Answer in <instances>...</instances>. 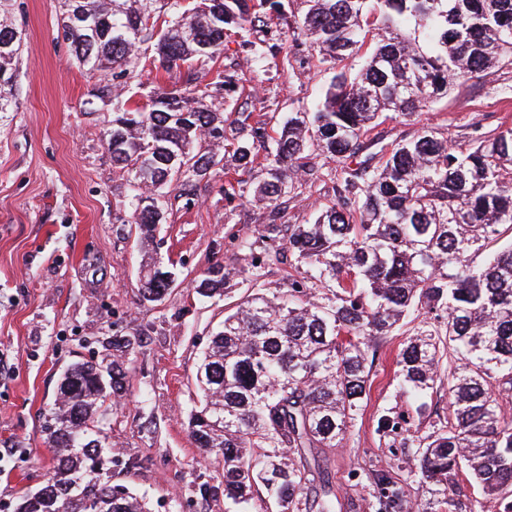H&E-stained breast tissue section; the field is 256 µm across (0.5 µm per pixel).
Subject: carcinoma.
Instances as JSON below:
<instances>
[{
  "label": "carcinoma",
  "mask_w": 512,
  "mask_h": 512,
  "mask_svg": "<svg viewBox=\"0 0 512 512\" xmlns=\"http://www.w3.org/2000/svg\"><path fill=\"white\" fill-rule=\"evenodd\" d=\"M155 0H61L59 24L80 66L94 73L136 67L154 45L169 73L224 56V31L269 27L266 4L283 0H166L165 27L147 11ZM291 45L243 52L260 64L305 45L335 64L372 43L362 71L341 72L314 112H293L270 136L267 112L229 116L197 87L160 92L147 105L127 98L107 132L112 163L126 174L128 223L141 247L153 243L170 188L211 179L229 157L260 168L253 202L273 211L318 171L336 162L335 200L311 224L286 226L288 248L271 233L237 243L244 264H214L194 292L229 301L197 371L199 405L191 411L197 446L224 461V499L238 512H336L339 502L320 454L346 444L370 391L378 343L411 312L424 315L396 354L399 396L427 410L447 387L444 422L418 440L417 473L425 495L391 472L357 475L375 492L377 512H459L462 482L490 512H512V417L500 396L512 393V127L456 150L435 131L386 144L351 167L379 121L407 119L458 82L512 65V0H305ZM21 33L0 16V112L16 106L13 64ZM274 146H269V141ZM484 255L482 262L476 257ZM297 274L272 296L234 288L284 261ZM172 272L157 253L140 266V294L161 302ZM106 346L117 359L67 367L48 416L56 464L15 512H150L120 485L99 479L112 463L102 408L122 389L124 358L137 334ZM414 417L392 412L378 432L391 448H409ZM265 490L267 498L259 496Z\"/></svg>",
  "instance_id": "obj_1"
}]
</instances>
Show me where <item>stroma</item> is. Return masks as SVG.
Wrapping results in <instances>:
<instances>
[{
	"instance_id": "1",
	"label": "stroma",
	"mask_w": 512,
	"mask_h": 512,
	"mask_svg": "<svg viewBox=\"0 0 512 512\" xmlns=\"http://www.w3.org/2000/svg\"><path fill=\"white\" fill-rule=\"evenodd\" d=\"M0 8L24 42L17 107L0 114V447L21 451L0 462V512H14L19 490L38 488L55 462L45 424L64 369L105 357L102 339L135 332L142 346L125 359V389L105 405L113 483L144 498L151 512H233L221 458L198 448L187 428L209 332L224 318L223 302L199 297L191 283L214 263L239 265L232 242L260 233L263 211L246 197L225 202L224 178L196 182L192 203L174 200L153 244L174 265V291L142 302L143 252L127 222L125 178L104 138L112 101L98 89H181L187 72L158 75L146 57L118 79L108 70L87 76L60 34L58 0H0ZM238 43L236 29L226 30L223 62L239 80L231 99L281 119L313 110L336 73L356 75L365 63L358 55L323 64L304 46L256 69ZM501 124L512 126V66L459 83L375 135L386 144L438 129L464 149ZM334 198L321 176L303 184L279 221L311 222ZM416 324L407 318L380 343L362 414L344 447L324 452L342 512H376L372 488L356 486L354 473L383 468L404 480L414 467L413 449L388 447L377 425L396 404L393 358Z\"/></svg>"
}]
</instances>
